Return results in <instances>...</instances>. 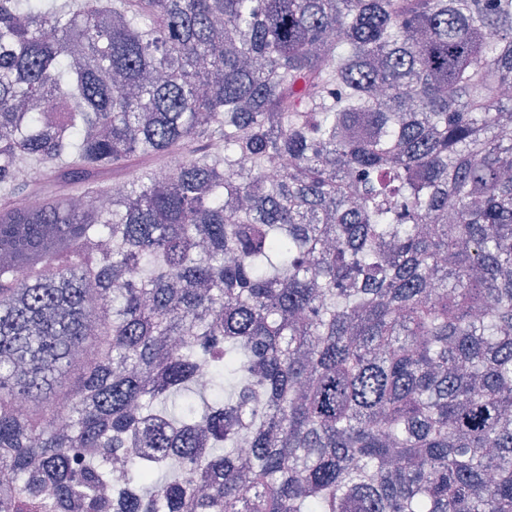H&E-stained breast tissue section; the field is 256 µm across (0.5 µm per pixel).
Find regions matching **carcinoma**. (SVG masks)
Listing matches in <instances>:
<instances>
[{"label":"carcinoma","instance_id":"carcinoma-1","mask_svg":"<svg viewBox=\"0 0 512 512\" xmlns=\"http://www.w3.org/2000/svg\"><path fill=\"white\" fill-rule=\"evenodd\" d=\"M511 89L512 0H0V512H512Z\"/></svg>","mask_w":512,"mask_h":512}]
</instances>
